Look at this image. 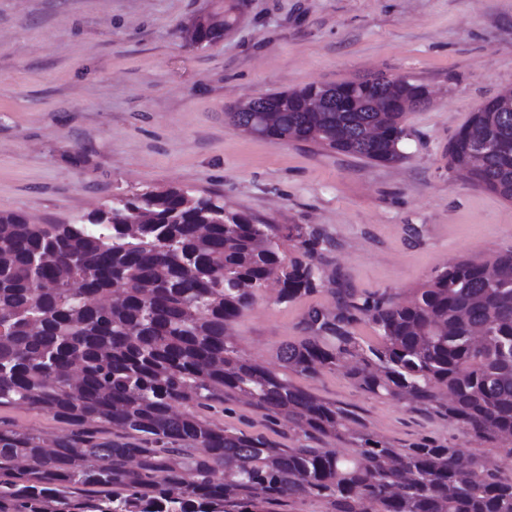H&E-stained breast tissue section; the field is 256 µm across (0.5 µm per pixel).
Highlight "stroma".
Instances as JSON below:
<instances>
[{"label": "stroma", "instance_id": "obj_1", "mask_svg": "<svg viewBox=\"0 0 512 512\" xmlns=\"http://www.w3.org/2000/svg\"><path fill=\"white\" fill-rule=\"evenodd\" d=\"M224 0H0V212L67 224L115 195L179 187L223 196L267 224L318 230L316 262L360 296L412 294L448 263L512 247V202L448 168V142L487 98L512 87V0H241L209 45L186 29ZM433 90L406 114L393 165L243 133L240 102L375 73ZM329 287L288 303L258 293L232 324L237 350L281 372ZM347 411L345 424L403 448H465L512 475V459L425 406L361 389L343 368L288 373ZM226 428L288 448L303 434L228 401Z\"/></svg>", "mask_w": 512, "mask_h": 512}]
</instances>
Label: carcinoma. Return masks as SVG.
Masks as SVG:
<instances>
[{
	"instance_id": "1",
	"label": "carcinoma",
	"mask_w": 512,
	"mask_h": 512,
	"mask_svg": "<svg viewBox=\"0 0 512 512\" xmlns=\"http://www.w3.org/2000/svg\"><path fill=\"white\" fill-rule=\"evenodd\" d=\"M239 6L195 18L192 41L230 31ZM426 94L379 73L265 94L228 116L263 138L390 165L403 159L402 102ZM448 169L512 202V88L448 142ZM286 241L299 256L287 258ZM319 245L314 229L263 224L178 187L69 224L0 212V409L70 427L60 438L0 427V512H50L75 497L85 512H266L306 498L329 512H512V478L465 448H396L353 432L356 448L341 455L212 419L237 399L310 439L343 435L340 408L239 356L227 336L264 288L282 303L318 292ZM336 295V312L310 309L307 335L281 345L283 368L315 375L350 358L362 389L428 406L512 457V249L438 270L407 302ZM356 312L379 345L354 336Z\"/></svg>"
}]
</instances>
